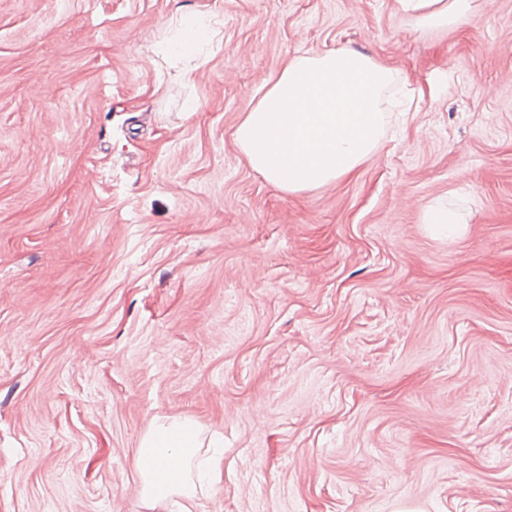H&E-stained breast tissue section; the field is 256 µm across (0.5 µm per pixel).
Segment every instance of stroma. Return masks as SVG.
<instances>
[{
  "mask_svg": "<svg viewBox=\"0 0 512 512\" xmlns=\"http://www.w3.org/2000/svg\"><path fill=\"white\" fill-rule=\"evenodd\" d=\"M476 4L0 0V512H147L173 418L224 444L194 512H512V0ZM186 13L219 31L188 82ZM337 47L411 110L284 193L235 129ZM404 11L412 13L418 28L448 27L469 17L470 0H397ZM426 223L433 224L440 231H448L449 235L459 228V224H465V219L450 209L433 208L426 215Z\"/></svg>",
  "mask_w": 512,
  "mask_h": 512,
  "instance_id": "35a3bbf8",
  "label": "stroma"
}]
</instances>
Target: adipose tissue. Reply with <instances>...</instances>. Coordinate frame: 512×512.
Returning a JSON list of instances; mask_svg holds the SVG:
<instances>
[{
    "instance_id": "obj_1",
    "label": "adipose tissue",
    "mask_w": 512,
    "mask_h": 512,
    "mask_svg": "<svg viewBox=\"0 0 512 512\" xmlns=\"http://www.w3.org/2000/svg\"><path fill=\"white\" fill-rule=\"evenodd\" d=\"M422 29L468 18L470 0H398ZM392 68L361 52L338 48L295 57L254 106L235 140L250 166L281 191L321 187L355 172L385 136ZM202 448L189 419L152 428L137 452L140 496L148 512L181 498L192 512L191 462Z\"/></svg>"
}]
</instances>
